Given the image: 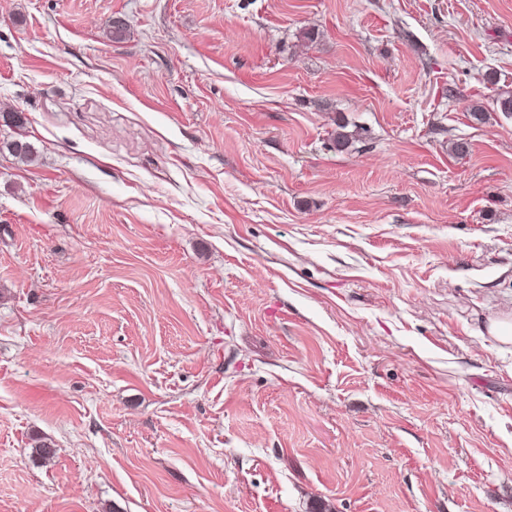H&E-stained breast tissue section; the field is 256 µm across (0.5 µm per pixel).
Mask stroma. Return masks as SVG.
<instances>
[{
	"mask_svg": "<svg viewBox=\"0 0 512 512\" xmlns=\"http://www.w3.org/2000/svg\"><path fill=\"white\" fill-rule=\"evenodd\" d=\"M502 94L512 0H0V512H512Z\"/></svg>",
	"mask_w": 512,
	"mask_h": 512,
	"instance_id": "stroma-1",
	"label": "stroma"
}]
</instances>
